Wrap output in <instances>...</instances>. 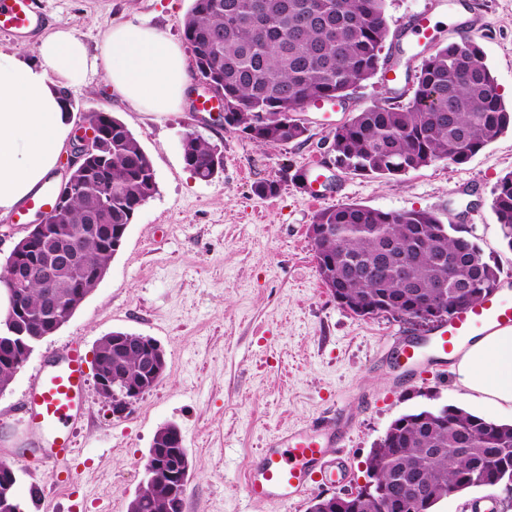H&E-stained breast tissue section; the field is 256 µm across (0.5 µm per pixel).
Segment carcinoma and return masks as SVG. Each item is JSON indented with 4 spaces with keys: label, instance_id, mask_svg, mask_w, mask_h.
Here are the masks:
<instances>
[{
    "label": "carcinoma",
    "instance_id": "carcinoma-1",
    "mask_svg": "<svg viewBox=\"0 0 512 512\" xmlns=\"http://www.w3.org/2000/svg\"><path fill=\"white\" fill-rule=\"evenodd\" d=\"M192 53V79L224 92V123L258 145L299 140L307 127L297 118L311 102L336 97L387 69L382 56L389 34L386 0H192L184 19ZM98 155L76 175V188L30 254L32 267L55 260L68 241L79 252L78 273H60L46 288L32 276L24 289L0 278L8 304L21 312L13 323L36 341L56 332L70 316L71 296L97 286L94 273L117 250L116 227L132 223L139 205L157 192L152 162L139 140L110 112H94ZM512 129V108L498 92L483 51L473 39L437 47L421 63L405 105L375 104L355 113L333 133L336 163L362 175L391 178L448 161L461 164ZM192 173L213 178L219 150L194 132L182 140ZM106 201L102 220L89 208ZM493 210L512 249V173L498 182ZM313 223L328 235L313 239L318 275L345 305H361V317L399 313L418 319L434 307L451 316L478 304L499 283V270L479 245L457 228L420 210L383 212L357 204L318 211ZM444 287H437L438 282ZM27 356L0 342V384L7 385ZM99 370L135 384L146 377L138 353L105 342L95 353ZM152 480L128 512H168V471L190 463L184 446L153 441ZM371 487L341 504V512H434L453 492L512 482V424L486 420L455 406L425 409L394 420L366 460ZM11 465L0 460V490L10 483L9 505L20 512Z\"/></svg>",
    "mask_w": 512,
    "mask_h": 512
}]
</instances>
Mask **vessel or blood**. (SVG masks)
<instances>
[{
  "label": "vessel or blood",
  "mask_w": 512,
  "mask_h": 512,
  "mask_svg": "<svg viewBox=\"0 0 512 512\" xmlns=\"http://www.w3.org/2000/svg\"><path fill=\"white\" fill-rule=\"evenodd\" d=\"M49 20L39 0H0V32L24 38ZM56 198L53 186H46L16 213L25 222L31 211L49 212ZM512 327V301L502 290L480 304L456 312L447 323L438 325L427 341L409 340L399 350L403 375H412L420 360V346H429L435 359H445L464 337ZM86 381L85 357L78 345L68 346L57 363L41 369L31 383V394L21 405L28 421L48 433L50 446L44 462L55 466L74 453L72 428L82 418V392ZM350 427V419L338 415L326 432L295 427L276 435L262 454L251 460L245 471V487L250 501L277 500L292 504L312 485H336L342 478L341 458L330 450Z\"/></svg>",
  "instance_id": "vessel-or-blood-1"
}]
</instances>
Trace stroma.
Here are the masks:
<instances>
[{
    "label": "stroma",
    "mask_w": 512,
    "mask_h": 512,
    "mask_svg": "<svg viewBox=\"0 0 512 512\" xmlns=\"http://www.w3.org/2000/svg\"><path fill=\"white\" fill-rule=\"evenodd\" d=\"M46 31L70 30L96 47L112 25L139 21L183 42L191 0H42ZM439 21L436 42L458 40L472 22L504 103H512V0H387L389 36L423 10ZM76 126L109 111L136 136L156 174V194L136 212L104 278L59 330L35 344L0 393V444L18 477L21 512H127L145 486L155 433L178 427L192 460L184 512H307L331 488H312L301 502H249L244 471L280 431L323 428L337 414L351 425L341 445L343 488L367 477L365 460L399 416L453 405L469 409L451 367L404 382L392 367L404 340L431 334L433 323L388 313L360 317L342 307L321 282L308 227L318 211L345 203L394 212L425 210L456 225L484 259L512 279V249L492 209L499 180L512 172V130L462 164L438 162L384 179L334 165L323 150L337 125L373 104H407L410 90L389 94L381 79L351 90L343 108L312 107L300 117L307 137L262 147L190 104L174 112H145L120 101L104 69L68 92ZM194 131L215 144L222 170L203 181L187 168L182 138ZM308 170L331 179L320 199L297 181ZM277 181L276 195L255 186ZM123 331L147 336L166 357L163 379L125 418L87 381L88 417L73 429L76 453L56 472L41 464L43 435L22 432L14 409L32 376L58 350L80 346L93 360L97 341ZM512 512V489L474 488L448 495L435 512H471L474 500Z\"/></svg>",
    "instance_id": "stroma-1"
}]
</instances>
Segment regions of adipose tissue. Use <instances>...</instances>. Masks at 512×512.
<instances>
[{"mask_svg":"<svg viewBox=\"0 0 512 512\" xmlns=\"http://www.w3.org/2000/svg\"><path fill=\"white\" fill-rule=\"evenodd\" d=\"M100 64L113 91L142 109L168 112L187 97L184 51L143 23L113 25L94 55L65 29L40 37L34 61L0 49V215L59 168L74 128L67 91ZM453 372L484 410L512 412V327L468 337Z\"/></svg>","mask_w":512,"mask_h":512,"instance_id":"1","label":"adipose tissue"}]
</instances>
